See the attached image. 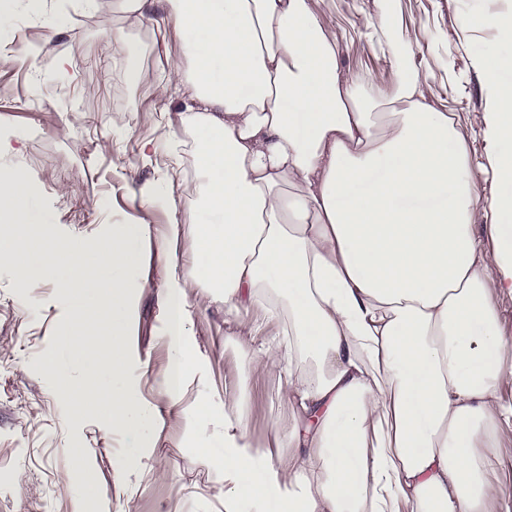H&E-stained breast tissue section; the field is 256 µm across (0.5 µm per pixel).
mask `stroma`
I'll list each match as a JSON object with an SVG mask.
<instances>
[{
    "instance_id": "stroma-1",
    "label": "stroma",
    "mask_w": 512,
    "mask_h": 512,
    "mask_svg": "<svg viewBox=\"0 0 512 512\" xmlns=\"http://www.w3.org/2000/svg\"><path fill=\"white\" fill-rule=\"evenodd\" d=\"M312 2L336 37L341 71L367 76L384 99L396 93L395 60L420 70L426 101L462 123L479 206L488 208L501 185L486 158L485 100L474 61L500 46L489 19L512 13V0H390L393 26L384 33L373 27L375 0ZM47 15L57 26L52 40H44V21L34 18L0 32V138L12 145L0 153V170L23 171L35 185L34 221L24 233L41 240L34 256L46 262L55 259V240L93 247L113 225L148 219L149 239L131 241L146 255L134 344L144 365L141 393L158 409L159 435L135 489L117 493L113 475L129 454L127 441L103 429L95 408L74 415L54 390L55 369L81 373L77 351L60 338L69 304L51 284L20 287L9 260L0 258V512H73L78 499L88 512H224L217 474L199 457L200 442L186 433L185 419L201 404L223 411L224 393L234 389L247 395L248 431L256 443L286 431L290 415L279 367L251 371L227 342L235 317L225 315L223 303L200 305L192 287L186 302L201 373L177 407L157 395L168 362L158 334L165 288L158 246L178 227L176 272L190 279L194 158L182 153L177 177L169 156H142L139 144L152 138L157 121L181 129L178 101L159 96L156 85L169 72V58L182 57V36L160 8L154 23L129 26L113 0H101L92 12L82 0H48ZM465 19L471 27H462ZM133 58L145 71L142 80L128 74ZM164 185L172 206L145 211V193Z\"/></svg>"
}]
</instances>
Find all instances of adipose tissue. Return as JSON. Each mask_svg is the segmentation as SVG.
Segmentation results:
<instances>
[{"label": "adipose tissue", "instance_id": "obj_1", "mask_svg": "<svg viewBox=\"0 0 512 512\" xmlns=\"http://www.w3.org/2000/svg\"><path fill=\"white\" fill-rule=\"evenodd\" d=\"M137 23L168 7L184 36L159 90L181 95L180 132L149 146L196 152L191 253L200 295L237 317L233 346L260 371L280 363L293 422L276 449L247 434L244 391L185 424L217 437L224 512H512L494 460L512 420L500 389L512 343L485 288L512 292V54L476 60L489 160L506 193L489 206L494 247L460 126L396 66L384 110L367 77L342 73L311 0H118ZM183 280L171 275L159 394L181 400L197 372ZM287 313L286 344L256 345L241 309Z\"/></svg>", "mask_w": 512, "mask_h": 512}]
</instances>
